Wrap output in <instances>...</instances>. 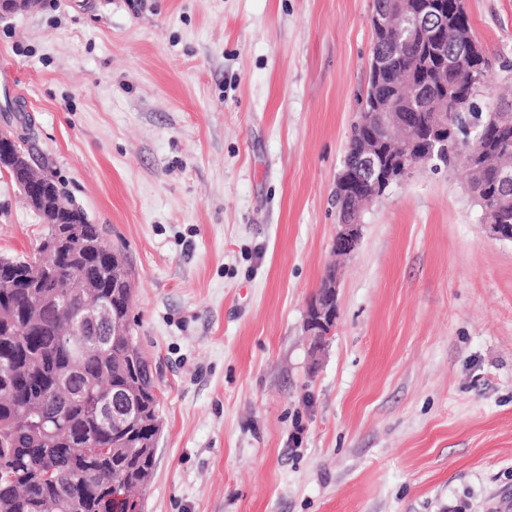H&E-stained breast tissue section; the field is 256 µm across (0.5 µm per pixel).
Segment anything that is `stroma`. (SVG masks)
<instances>
[{
	"label": "stroma",
	"mask_w": 512,
	"mask_h": 512,
	"mask_svg": "<svg viewBox=\"0 0 512 512\" xmlns=\"http://www.w3.org/2000/svg\"><path fill=\"white\" fill-rule=\"evenodd\" d=\"M372 5L39 0L0 19L42 166L132 265L162 423L145 512H512V241L463 167L389 187L334 252ZM466 10L498 95L512 0ZM44 233L0 172V256ZM338 279L334 273H330L324 288V297L310 303L307 317V330L316 336L320 342L331 328L337 318L336 295Z\"/></svg>",
	"instance_id": "1"
}]
</instances>
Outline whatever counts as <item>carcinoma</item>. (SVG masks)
<instances>
[{
  "mask_svg": "<svg viewBox=\"0 0 512 512\" xmlns=\"http://www.w3.org/2000/svg\"><path fill=\"white\" fill-rule=\"evenodd\" d=\"M454 30L438 29L450 58L465 53ZM372 59L379 65L370 67L348 158L370 136L374 98L402 88L397 109L409 113L410 127L420 132L431 113L427 100L433 90L461 76L443 65L433 42L423 36L405 42L395 30L374 32ZM412 69L422 72L419 97L405 85ZM501 168L512 169V148L489 161L484 192L494 191ZM36 178L46 180L54 199L65 203L69 223L80 228L81 246L59 251L57 265L85 271L93 284L86 291L88 303L105 302L116 317L130 321L132 288L112 287L114 246L102 226L90 222L53 176L33 168L20 175L25 182ZM142 355L132 327L127 336L109 333L92 342L74 325L72 309L35 298L32 288L0 287V512L143 510L137 493L154 474L160 422L154 374ZM127 390L136 394L139 416L114 431L102 418V406ZM46 456L55 463L51 476L42 468Z\"/></svg>",
  "mask_w": 512,
  "mask_h": 512,
  "instance_id": "carcinoma-1",
  "label": "carcinoma"
}]
</instances>
